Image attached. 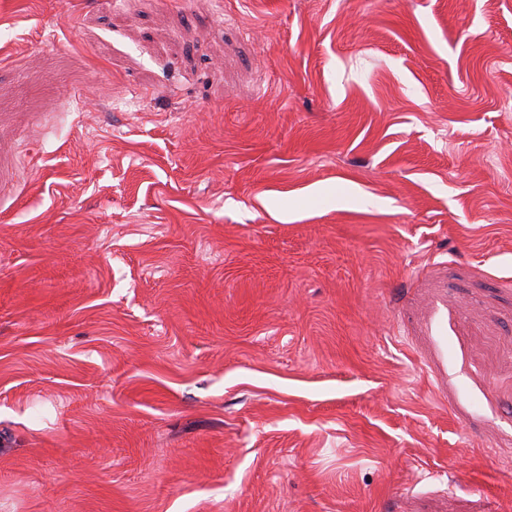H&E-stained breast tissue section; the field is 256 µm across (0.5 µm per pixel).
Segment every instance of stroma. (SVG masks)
<instances>
[{
  "mask_svg": "<svg viewBox=\"0 0 512 512\" xmlns=\"http://www.w3.org/2000/svg\"><path fill=\"white\" fill-rule=\"evenodd\" d=\"M0 512H512V0H0Z\"/></svg>",
  "mask_w": 512,
  "mask_h": 512,
  "instance_id": "stroma-1",
  "label": "stroma"
}]
</instances>
